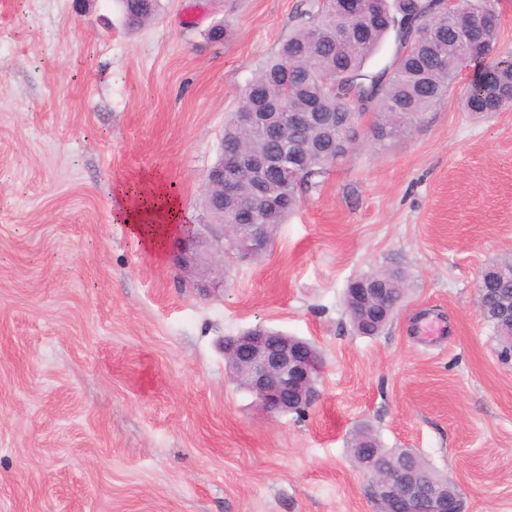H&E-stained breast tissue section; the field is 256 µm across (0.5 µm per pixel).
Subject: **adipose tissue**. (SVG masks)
Returning a JSON list of instances; mask_svg holds the SVG:
<instances>
[{"instance_id":"adipose-tissue-1","label":"adipose tissue","mask_w":512,"mask_h":512,"mask_svg":"<svg viewBox=\"0 0 512 512\" xmlns=\"http://www.w3.org/2000/svg\"><path fill=\"white\" fill-rule=\"evenodd\" d=\"M183 218L178 197L170 192L157 173H139L131 182L116 189L114 222L127 225L133 236L148 249L165 251Z\"/></svg>"}]
</instances>
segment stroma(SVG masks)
<instances>
[{
  "instance_id": "stroma-1",
  "label": "stroma",
  "mask_w": 512,
  "mask_h": 512,
  "mask_svg": "<svg viewBox=\"0 0 512 512\" xmlns=\"http://www.w3.org/2000/svg\"><path fill=\"white\" fill-rule=\"evenodd\" d=\"M304 4L161 0L130 32L119 0H0V512H378L347 448L364 423L466 512H512V359L475 288L512 254V110L465 112L472 70L396 141L362 133L214 296L112 220L150 170L201 223L224 125ZM396 268L401 307L356 334L348 282ZM258 324L322 353L301 415L226 375L225 337Z\"/></svg>"
}]
</instances>
